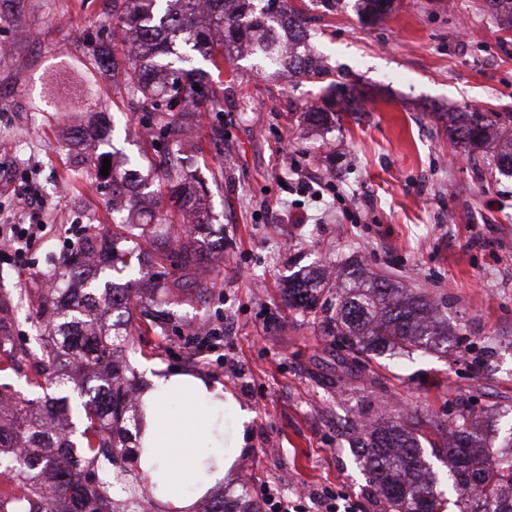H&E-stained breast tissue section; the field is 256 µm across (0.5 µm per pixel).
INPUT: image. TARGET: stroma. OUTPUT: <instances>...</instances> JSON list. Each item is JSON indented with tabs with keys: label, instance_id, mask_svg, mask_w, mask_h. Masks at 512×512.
Here are the masks:
<instances>
[{
	"label": "stroma",
	"instance_id": "1",
	"mask_svg": "<svg viewBox=\"0 0 512 512\" xmlns=\"http://www.w3.org/2000/svg\"><path fill=\"white\" fill-rule=\"evenodd\" d=\"M34 37L15 51V28L0 22V137L17 145L0 162V224L14 207L11 168L33 178L51 204L44 241L20 275L0 260V336L28 348L37 295L63 261L67 225L111 234V181L101 157L154 153L134 102L109 76L97 78L99 111L113 119L110 141L71 147L65 119L87 32L111 30L103 0H32ZM310 20L326 78L309 81L256 72L251 61L197 65L219 98L202 109L191 164L219 217L199 241L205 291L187 287L153 297L165 318L129 351L139 377L180 370L209 379L252 412L247 444L228 492L261 484L294 497L331 493L350 512H379L355 448L353 422L415 414L430 424L470 411L492 444L512 427V176L492 155L470 158L450 146L448 112L512 113V30L484 0H393L382 19L361 16L359 0H283ZM352 88L358 108L343 113L329 145L302 120L329 82ZM53 91L54 112L33 110ZM224 129L223 141L212 125ZM100 180V179H99ZM349 256L368 270L445 301L456 342L448 353L388 352L364 374L342 373L312 315L288 308L282 288L302 266Z\"/></svg>",
	"mask_w": 512,
	"mask_h": 512
}]
</instances>
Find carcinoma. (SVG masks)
<instances>
[{"label": "carcinoma", "instance_id": "carcinoma-1", "mask_svg": "<svg viewBox=\"0 0 512 512\" xmlns=\"http://www.w3.org/2000/svg\"><path fill=\"white\" fill-rule=\"evenodd\" d=\"M27 0H0V20L16 27L26 20ZM278 0H106L118 24L112 42L97 41L80 62L86 81L79 87L81 106H97L94 78L112 77L145 112L160 123L167 142L159 158L142 167L126 160L123 174L112 176L116 213L127 218L112 233V246L121 238L130 247L112 259V268L133 273L141 241L150 226L166 223L156 207L143 206L147 173H161L182 203L186 228L175 243H165L162 258L178 276L162 288L207 284L198 275L196 232L217 218L205 200L203 185H194L181 162L184 135L196 124L201 108L214 101L206 75L192 65L200 55L229 63L243 54L262 67L286 76L321 75L314 47L306 40L303 14L276 8ZM485 7L512 29V0H484ZM312 126L331 132L328 108L306 112ZM111 122L81 126L77 142L105 140ZM448 140L469 153L495 142L496 164L512 172V114L448 113ZM79 259L54 270L56 279L79 288L76 301L65 303L62 289L46 288L38 309L53 331L34 336L30 350L40 361L44 385L62 396L43 405L14 399V409L0 415V449L15 450L20 469L15 478L28 490L9 512H153L155 501L145 491L138 469L140 419L132 412L128 394L133 378L120 369L117 359L134 344L140 317L148 316L144 289L134 279L126 287L100 278V272L81 262L103 251L100 234L85 233L75 244ZM336 291V310L320 326L336 349L354 362L391 350L448 352V315L444 305L382 275H368L349 263L336 273L316 270L294 277L283 289L288 307L309 314L327 311L320 303L325 289ZM419 417L371 421L364 424L359 456L369 474L376 497L387 512H440L436 473L426 456L451 464L454 487L472 502L470 512H512V452L496 453L471 415L460 413L441 426L447 437L422 448ZM195 512H260L224 496L204 501Z\"/></svg>", "mask_w": 512, "mask_h": 512}]
</instances>
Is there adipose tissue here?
<instances>
[{"label":"adipose tissue","instance_id":"1","mask_svg":"<svg viewBox=\"0 0 512 512\" xmlns=\"http://www.w3.org/2000/svg\"><path fill=\"white\" fill-rule=\"evenodd\" d=\"M180 412H172L175 402ZM143 430L139 468L146 490L164 512H189L197 498L223 483L232 461L226 449L242 450L248 411H238L232 428L224 426V393L207 379L177 371L149 378L141 396ZM205 450H197L198 441Z\"/></svg>","mask_w":512,"mask_h":512}]
</instances>
